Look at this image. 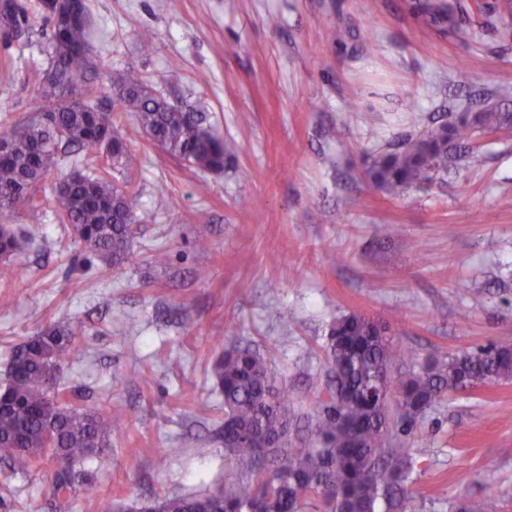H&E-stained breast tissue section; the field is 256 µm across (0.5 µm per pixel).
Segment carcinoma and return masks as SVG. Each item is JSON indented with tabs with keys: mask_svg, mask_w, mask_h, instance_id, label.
Instances as JSON below:
<instances>
[{
	"mask_svg": "<svg viewBox=\"0 0 512 512\" xmlns=\"http://www.w3.org/2000/svg\"><path fill=\"white\" fill-rule=\"evenodd\" d=\"M31 10L51 26L49 61L33 80L32 113L0 115V141L9 146L0 159V213L23 204L28 223H42L36 187L61 160L74 156L83 170L59 184L56 219L89 252L120 265L129 257L137 222L131 200L107 167L92 168L78 153L103 149L125 169L133 167L136 157L114 128L112 112L99 106L97 90L89 86L95 68L90 17L83 5L70 17L51 16L47 0H34ZM0 27L9 40H21L26 9L0 0ZM112 100L121 111L133 113L147 141L170 157L204 170H222L233 157L234 145L205 126L202 113L173 111L135 69L112 80ZM506 128H512L508 88L471 117L453 116L437 128L410 134L399 148L366 150L363 177L388 195L427 187L460 161L469 168L481 165L474 139ZM22 243V234L0 225V256L15 255ZM72 337L71 329L58 328L15 346L0 383V457L22 468L45 456L64 462L53 482L55 512H71V467L98 454L112 431V414L59 401L54 376ZM408 360L410 355L377 322L356 314L337 318L328 342L337 385L327 388L314 422L319 444H287L264 455V444L285 438L292 428L288 393L275 386L270 362L259 352L224 351L212 365L224 397V418L235 428L224 435L230 464L224 481L200 497L159 498L145 512H391L409 496L415 472L412 454L397 444L398 429L411 427L448 392L511 378L512 343L490 342L472 353L414 362L400 383L395 417L386 401L358 399ZM451 512H486V505L469 498L453 503Z\"/></svg>",
	"mask_w": 512,
	"mask_h": 512,
	"instance_id": "carcinoma-1",
	"label": "carcinoma"
}]
</instances>
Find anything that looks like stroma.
Segmentation results:
<instances>
[{"instance_id": "35a3bbf8", "label": "stroma", "mask_w": 512, "mask_h": 512, "mask_svg": "<svg viewBox=\"0 0 512 512\" xmlns=\"http://www.w3.org/2000/svg\"><path fill=\"white\" fill-rule=\"evenodd\" d=\"M85 3L98 91L136 68L238 151L224 171L202 170L113 112L139 159L124 174L137 223L132 259L119 266L58 224L65 170L41 184L42 223L21 207L0 215L24 234L22 252L0 261V379L11 347L67 324L76 339L59 380L69 399L103 414L123 408L101 456L73 466L71 512H99L105 499L112 512H140L160 496L214 490L224 477V400L211 376L220 349L271 358L301 418L292 444L311 448L337 317L381 321L421 360L512 342V136L477 138L482 166L395 197L361 176L363 149L396 146L512 86L506 0ZM459 23L473 25L470 42L456 39ZM30 25L28 42L0 43V110L17 118L47 65L50 26L36 13ZM336 27L347 32L339 43ZM158 248L169 254L163 269L150 263ZM402 440L416 473L394 512H448L471 497L512 512V379L448 394ZM57 469L47 457L0 476V498L54 512Z\"/></svg>"}]
</instances>
